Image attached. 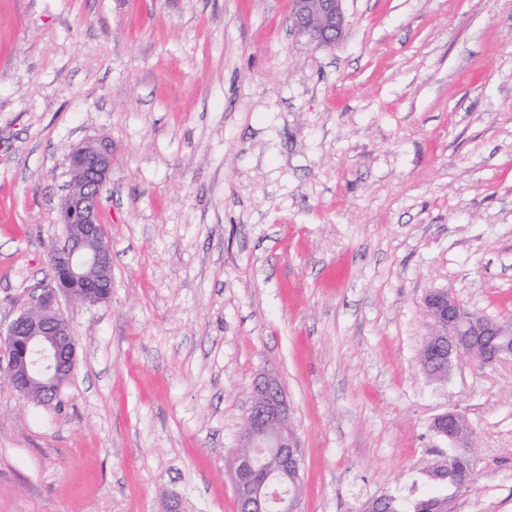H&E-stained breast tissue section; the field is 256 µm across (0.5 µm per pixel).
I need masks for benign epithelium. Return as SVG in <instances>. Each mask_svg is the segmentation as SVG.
<instances>
[{
    "label": "benign epithelium",
    "instance_id": "7a95c632",
    "mask_svg": "<svg viewBox=\"0 0 512 512\" xmlns=\"http://www.w3.org/2000/svg\"><path fill=\"white\" fill-rule=\"evenodd\" d=\"M343 0H292L297 32L317 46H331L342 35ZM71 180L60 204V223L71 233L49 252L56 279L34 302L24 308L0 336V372L13 388L27 397L38 391L50 404L76 366L77 342L73 328L55 309V294L90 305L107 302L112 294V254L103 244L105 233L99 220V198L112 170V142L106 138L86 140L67 156ZM434 324L426 345L442 343L440 366L435 377L448 378L454 362L469 356L482 366L512 362V321H498L471 310L448 291H432L424 300ZM248 424L242 447L249 455L234 459L233 484L238 512H249L258 503L260 512H301V488L282 487L275 473L258 483L250 478L256 456L274 448L281 468L296 481H303V455L288 433V404L278 380L269 374L255 383L248 409ZM433 431L448 439L453 451L442 466L456 475L455 494L470 489L477 460L474 432L468 421L454 410L434 418Z\"/></svg>",
    "mask_w": 512,
    "mask_h": 512
}]
</instances>
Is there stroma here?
<instances>
[{
  "mask_svg": "<svg viewBox=\"0 0 512 512\" xmlns=\"http://www.w3.org/2000/svg\"><path fill=\"white\" fill-rule=\"evenodd\" d=\"M0 0V330L52 283L67 154L112 142V296L58 295L56 404L0 377V512H238L256 379L279 377L304 512H363L477 439L452 512H512V365L429 379L425 296L512 319V0ZM343 0H293V23L297 32L317 46L334 45L341 37ZM432 429L437 435L448 439L450 451L451 448L453 451L448 452L441 465L432 462L424 466L419 474L431 484L448 487L451 483L448 470L455 473L456 490L454 495L448 499H438L440 507L438 512H447V509L449 512L450 503L460 493L469 490L474 479L478 457L474 444V432L468 421L454 410H448V412L436 416Z\"/></svg>",
  "mask_w": 512,
  "mask_h": 512,
  "instance_id": "1",
  "label": "stroma"
}]
</instances>
